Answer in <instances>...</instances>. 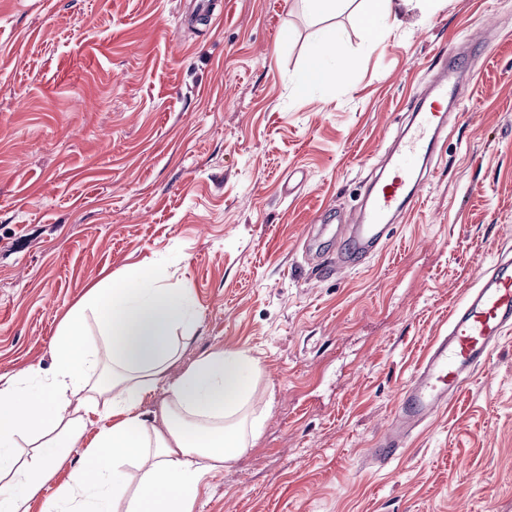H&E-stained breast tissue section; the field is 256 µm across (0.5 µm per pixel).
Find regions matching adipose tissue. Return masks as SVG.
<instances>
[{"mask_svg":"<svg viewBox=\"0 0 512 512\" xmlns=\"http://www.w3.org/2000/svg\"><path fill=\"white\" fill-rule=\"evenodd\" d=\"M305 2L320 18L355 8L376 43L425 0ZM341 40L335 27L320 31L301 92L355 67L337 59ZM198 325L190 289L170 284L160 267H134L91 288L60 324L49 376H0V512H28L77 449L82 456L47 512H194L209 462L240 456L265 417L254 407L260 367L247 352H211L168 379ZM162 383L168 397L154 419L143 404Z\"/></svg>","mask_w":512,"mask_h":512,"instance_id":"1","label":"adipose tissue"}]
</instances>
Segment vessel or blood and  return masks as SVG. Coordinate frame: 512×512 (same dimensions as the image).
<instances>
[{"label":"vessel or blood","instance_id":"1","mask_svg":"<svg viewBox=\"0 0 512 512\" xmlns=\"http://www.w3.org/2000/svg\"><path fill=\"white\" fill-rule=\"evenodd\" d=\"M441 68L421 95L388 155L389 170L372 180L353 224L337 233L336 267L350 269L380 253L392 237L394 216L414 209L429 176L440 136L453 112L448 103L466 90L461 54L442 55ZM512 330V259L498 260L448 316V330L402 389L389 426L377 441L382 463L400 455L410 433L444 408L479 371L486 369L502 337Z\"/></svg>","mask_w":512,"mask_h":512}]
</instances>
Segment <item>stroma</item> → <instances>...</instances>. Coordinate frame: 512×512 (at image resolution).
<instances>
[{
    "label": "stroma",
    "instance_id": "1",
    "mask_svg": "<svg viewBox=\"0 0 512 512\" xmlns=\"http://www.w3.org/2000/svg\"><path fill=\"white\" fill-rule=\"evenodd\" d=\"M197 7L0 0V375L49 374L89 288L158 262L200 314L178 367L247 351L271 402L194 512H512V332L399 458H367L449 310L512 254V0H432L379 44L302 0ZM327 24L357 64L301 93ZM457 45L470 88L391 244L308 260L309 225L358 206Z\"/></svg>",
    "mask_w": 512,
    "mask_h": 512
}]
</instances>
